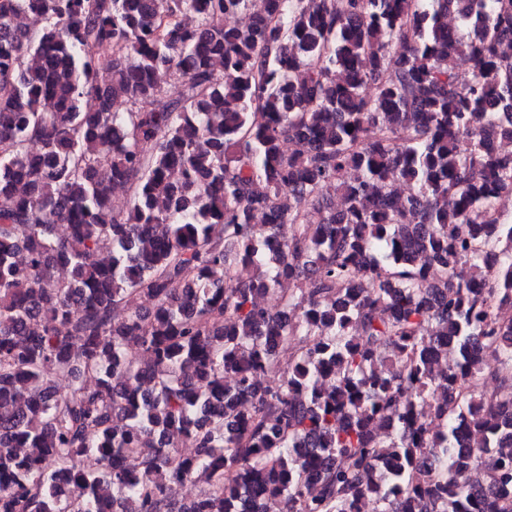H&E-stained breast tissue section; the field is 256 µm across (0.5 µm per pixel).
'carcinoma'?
<instances>
[{"label": "carcinoma", "instance_id": "obj_1", "mask_svg": "<svg viewBox=\"0 0 512 512\" xmlns=\"http://www.w3.org/2000/svg\"><path fill=\"white\" fill-rule=\"evenodd\" d=\"M249 3L0 0V512H512V0Z\"/></svg>", "mask_w": 512, "mask_h": 512}]
</instances>
